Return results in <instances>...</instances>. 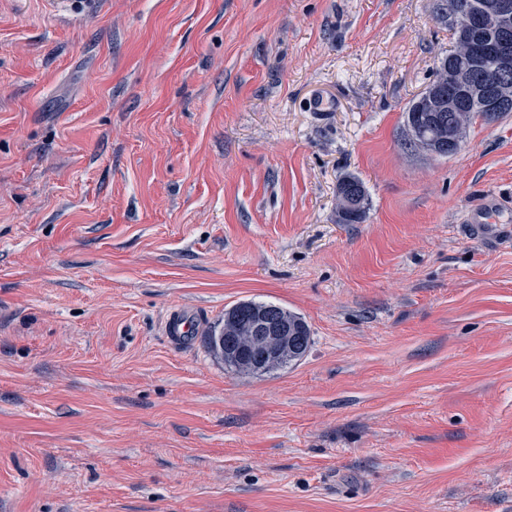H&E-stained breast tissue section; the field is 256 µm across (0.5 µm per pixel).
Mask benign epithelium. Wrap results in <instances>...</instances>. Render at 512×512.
<instances>
[{"mask_svg":"<svg viewBox=\"0 0 512 512\" xmlns=\"http://www.w3.org/2000/svg\"><path fill=\"white\" fill-rule=\"evenodd\" d=\"M463 19L470 24L471 35L456 54L453 64L446 61L439 66L453 74L448 83V95L439 89L429 94L428 111H454L457 92L466 93L481 101L488 112L499 110L505 101H512V83L498 81L489 86L479 80L476 70L486 57L496 61L502 72L512 70V0H471L465 8ZM463 139L460 130H454L448 137L429 147V152L437 154L446 149L450 153L461 150ZM245 327L248 335L241 337L238 348H226L228 358L240 362L241 351L252 347L261 356L249 364V369L262 371L269 364H278L294 351L293 337L290 336L288 320L277 316L266 308L252 311Z\"/></svg>","mask_w":512,"mask_h":512,"instance_id":"1","label":"benign epithelium"}]
</instances>
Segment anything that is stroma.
<instances>
[{"label":"stroma","mask_w":512,"mask_h":512,"mask_svg":"<svg viewBox=\"0 0 512 512\" xmlns=\"http://www.w3.org/2000/svg\"><path fill=\"white\" fill-rule=\"evenodd\" d=\"M433 4L0 0V512H512V238L462 222L512 112L404 146ZM248 300L300 361L207 349ZM349 188L358 191L359 206L355 209L340 213L338 210V221L342 224H361L366 218L368 194L364 183L356 176H344L337 187V198L339 194H346ZM266 306H275L280 313L277 316L270 313L268 309L262 308ZM243 307V311L247 312L252 308L250 320L247 321L245 327L248 331V336H242V331L238 330L237 322L239 313L238 309ZM284 317H288V320ZM293 326V331L298 336L300 346L304 347V353L301 357H293L288 365L299 361L311 346L310 329L305 320L295 312H292L282 306L255 301H243L234 305L224 313V327H213L204 336V341L208 348L214 353H217L224 358V335H240L241 345L238 348H226L228 358L232 359L235 363L240 362L241 351L245 347H252L261 353V356L256 360L251 361L249 369L253 371H262L269 364H278L288 359L290 353L293 354L294 336H290V327ZM284 368L280 365L270 366L264 372H270ZM198 319L182 311H172L164 321L167 338L174 344H188L196 335Z\"/></svg>","instance_id":"obj_1"}]
</instances>
